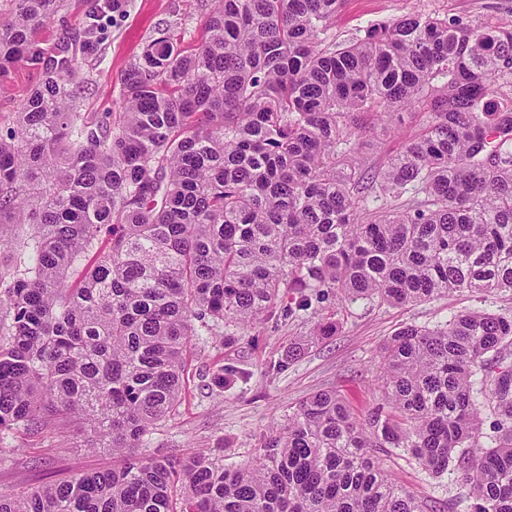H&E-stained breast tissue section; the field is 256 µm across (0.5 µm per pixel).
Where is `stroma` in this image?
<instances>
[{"mask_svg": "<svg viewBox=\"0 0 512 512\" xmlns=\"http://www.w3.org/2000/svg\"><path fill=\"white\" fill-rule=\"evenodd\" d=\"M92 2L67 0L59 18L39 29L36 43L49 49L81 29ZM415 12L507 22L512 20V0H342L332 32L341 41L371 24ZM97 24V37L83 58L81 94L83 111L96 115L119 111V79L158 30H174L187 48L205 36L198 0H128L123 12H99ZM40 79L38 70L23 63L0 78L1 129L21 110ZM469 309L512 314V294L465 291L405 306L347 302L329 311L338 330L327 340L310 338L314 326L329 313L320 308L254 324L222 344L201 339L189 354L182 403L173 417L145 436L146 451L163 456L192 448H220L225 463L248 462L264 436L287 424L300 399L325 388L336 389L357 412H366L377 397L374 380L380 349L388 337L402 326L432 327ZM295 346L300 347V356L281 373H268V364ZM219 362L241 371L220 392L209 389L201 377ZM81 429L80 422L68 421L44 437L17 430L0 432V449L9 454L7 463L0 465V494L111 469V452L98 447ZM384 466L392 480L419 498L454 505V512H470L455 475L432 478L403 455L385 458Z\"/></svg>", "mask_w": 512, "mask_h": 512, "instance_id": "35a3bbf8", "label": "stroma"}]
</instances>
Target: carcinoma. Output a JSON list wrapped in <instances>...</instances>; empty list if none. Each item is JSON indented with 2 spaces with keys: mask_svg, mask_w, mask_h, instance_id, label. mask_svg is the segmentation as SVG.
I'll list each match as a JSON object with an SVG mask.
<instances>
[{
  "mask_svg": "<svg viewBox=\"0 0 512 512\" xmlns=\"http://www.w3.org/2000/svg\"><path fill=\"white\" fill-rule=\"evenodd\" d=\"M61 2L0 23V76L42 74L0 135V430L77 419L113 464L0 512H441L389 479L395 450L457 474L470 512H512V315L486 310L400 328L364 415L319 390L247 464L139 452L201 336L512 293V25L417 12L338 41L341 0H202L206 38L158 31L107 122L80 108L96 8L52 53L34 41ZM403 109V150L369 166Z\"/></svg>",
  "mask_w": 512,
  "mask_h": 512,
  "instance_id": "obj_1",
  "label": "carcinoma"
}]
</instances>
